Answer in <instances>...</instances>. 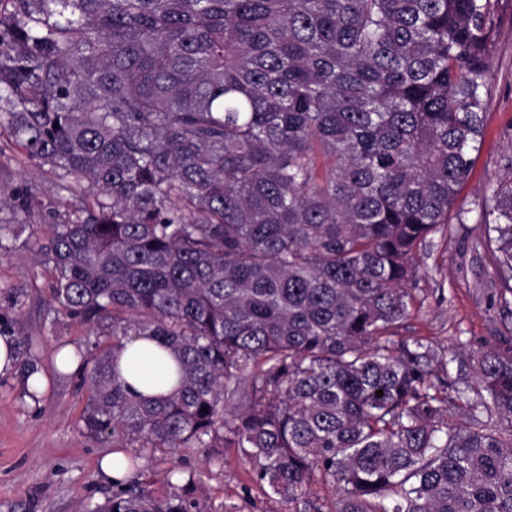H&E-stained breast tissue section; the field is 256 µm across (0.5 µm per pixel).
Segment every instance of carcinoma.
Listing matches in <instances>:
<instances>
[{
    "label": "carcinoma",
    "instance_id": "cac0c4a2",
    "mask_svg": "<svg viewBox=\"0 0 512 512\" xmlns=\"http://www.w3.org/2000/svg\"><path fill=\"white\" fill-rule=\"evenodd\" d=\"M489 2L0 0V134L83 189L44 243L1 223L0 252L31 245L54 314L97 332L84 423L128 473L93 512H212L192 472L145 479L182 448L240 449L296 512H327L317 483L335 512H512V354L453 378L400 335L416 254L464 223ZM478 222L512 293L511 177ZM134 336L176 357L168 395L117 381Z\"/></svg>",
    "mask_w": 512,
    "mask_h": 512
}]
</instances>
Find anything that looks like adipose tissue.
Masks as SVG:
<instances>
[{
  "mask_svg": "<svg viewBox=\"0 0 512 512\" xmlns=\"http://www.w3.org/2000/svg\"><path fill=\"white\" fill-rule=\"evenodd\" d=\"M173 354L148 336H137L118 354V378L131 394L157 395L169 392L177 379Z\"/></svg>",
  "mask_w": 512,
  "mask_h": 512,
  "instance_id": "1",
  "label": "adipose tissue"
}]
</instances>
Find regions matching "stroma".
I'll return each instance as SVG.
<instances>
[{"label": "stroma", "mask_w": 512, "mask_h": 512, "mask_svg": "<svg viewBox=\"0 0 512 512\" xmlns=\"http://www.w3.org/2000/svg\"><path fill=\"white\" fill-rule=\"evenodd\" d=\"M490 19L492 78L485 131L457 201L466 219L451 232L433 234L417 255L416 294L422 305L401 330L439 343L446 357L458 360L488 343L512 350V293L493 275L477 222L489 185L512 175V0H490ZM30 187L39 192L45 211L25 214L6 203L0 205V221L34 225L43 238L49 233L47 211L60 199L56 179L27 163L8 137H0V189L21 193ZM51 285L49 272L36 264L29 247L0 254V327L32 339V353L48 379L47 390L32 406L19 375L0 378V512H83L112 493L99 469L112 442L91 436L82 420L88 397L83 373L55 367L57 352L65 346L85 349L92 329L68 318L53 320ZM142 467L161 492L171 488V471L195 473L213 512H288L286 504L255 483L252 464L236 448L225 449L218 462L191 448L156 455Z\"/></svg>", "instance_id": "obj_1"}]
</instances>
